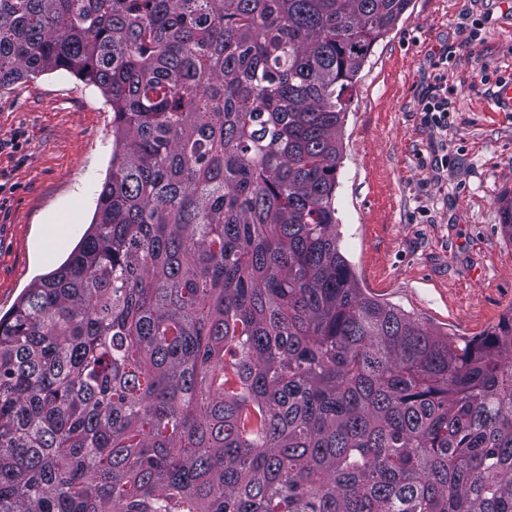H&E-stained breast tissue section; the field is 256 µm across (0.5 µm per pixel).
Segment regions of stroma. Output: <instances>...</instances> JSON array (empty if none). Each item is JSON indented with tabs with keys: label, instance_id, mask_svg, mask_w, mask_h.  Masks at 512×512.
Masks as SVG:
<instances>
[{
	"label": "stroma",
	"instance_id": "obj_1",
	"mask_svg": "<svg viewBox=\"0 0 512 512\" xmlns=\"http://www.w3.org/2000/svg\"><path fill=\"white\" fill-rule=\"evenodd\" d=\"M512 8L411 0L357 76L336 187L340 249L371 298L465 341L512 314ZM448 100L432 123L429 97ZM0 315L61 265L112 162V109L66 71L0 88Z\"/></svg>",
	"mask_w": 512,
	"mask_h": 512
}]
</instances>
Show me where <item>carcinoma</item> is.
I'll return each instance as SVG.
<instances>
[{
  "mask_svg": "<svg viewBox=\"0 0 512 512\" xmlns=\"http://www.w3.org/2000/svg\"><path fill=\"white\" fill-rule=\"evenodd\" d=\"M411 0H0V88L112 107L90 232L0 317V512H512V315L339 248L345 93Z\"/></svg>",
  "mask_w": 512,
  "mask_h": 512,
  "instance_id": "cac0c4a2",
  "label": "carcinoma"
}]
</instances>
